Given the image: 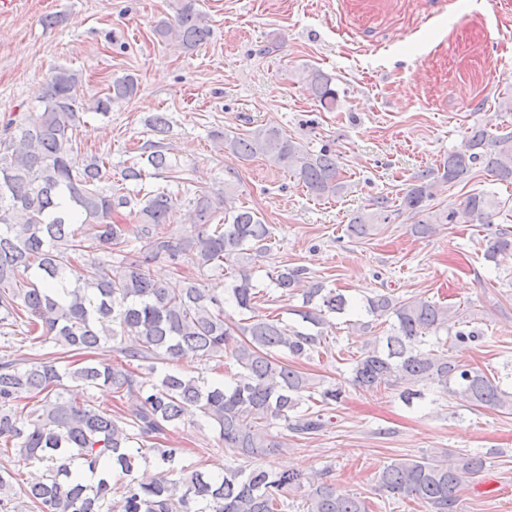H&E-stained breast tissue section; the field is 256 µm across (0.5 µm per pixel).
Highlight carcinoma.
<instances>
[{
	"mask_svg": "<svg viewBox=\"0 0 512 512\" xmlns=\"http://www.w3.org/2000/svg\"><path fill=\"white\" fill-rule=\"evenodd\" d=\"M173 18L154 26L156 38L175 41L185 51L205 43L211 28L197 0H171ZM310 95L324 109L338 105V91L319 70L306 76ZM80 74L57 67L39 104L0 124V335H24L33 345L52 342L67 353L83 354L117 344L130 370L108 363L60 371L57 358L39 354L25 367L0 362V441L24 461L49 462V474L15 485L0 470V512H102L112 493V476L132 474L138 460H153L161 471L149 482L130 481L119 512H284V498L306 488V512H371L367 500L341 494L332 470L305 477L287 470L227 465L222 474L173 467L178 453L163 439L189 413L211 421L219 439L247 460L284 447L272 433L278 425L294 435L323 431L326 415L345 396L343 386L314 382L302 362L329 350L324 334L329 317L345 315L350 300L321 282L302 293L301 328L255 312L252 259L270 250L272 232L252 211L236 206L231 183L195 197L196 227L186 236L169 230L178 198L168 187L145 191L144 179H182L177 158L161 141H147L130 165L112 172V162L93 155L76 170L70 165L69 131L88 112L109 116L112 107L134 96L138 79L124 74L107 91L86 102ZM224 153L240 164L257 156L292 173L318 198L343 190L336 155L315 153L276 127L247 134L213 132ZM499 183L512 184V131L493 134L473 126L460 147L448 152L439 172L423 170L399 209L418 217L413 232L430 235L435 224L494 223L500 202L489 192L466 196L459 208L433 211L436 180L461 183L476 169ZM121 209L136 223L113 220ZM395 214L380 196L348 225L365 237ZM512 254V235L501 230L489 239L487 257ZM91 260L78 265L84 256ZM160 262L196 272L178 291L154 278ZM228 271L230 297L242 320L224 318V290L200 284L210 271ZM282 295L303 285L305 270L276 267L267 273ZM393 318L388 334L376 336L354 361L347 383L366 390L402 388L408 403L430 384L464 406L503 407L512 392L479 368L450 356L445 343L424 337L449 330L451 341L475 342L479 334L451 309L427 298L398 301L388 294L366 299L362 318L350 328L364 333ZM187 356L200 361H233L229 379L209 381L186 372L158 371L157 364ZM84 387L108 386L134 403L114 414L65 397L64 378ZM136 452H131V448ZM485 468V460L465 454L450 463L435 456L394 460L376 475V490L422 505L427 512H458L459 491Z\"/></svg>",
	"mask_w": 512,
	"mask_h": 512,
	"instance_id": "obj_1",
	"label": "carcinoma"
}]
</instances>
